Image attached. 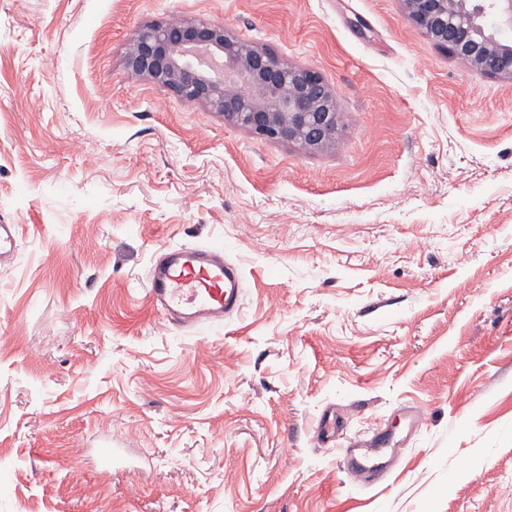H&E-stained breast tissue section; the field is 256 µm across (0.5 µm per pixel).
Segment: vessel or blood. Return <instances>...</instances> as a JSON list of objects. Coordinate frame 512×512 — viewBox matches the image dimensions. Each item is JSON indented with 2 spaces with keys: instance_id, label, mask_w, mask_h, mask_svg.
<instances>
[{
  "instance_id": "obj_1",
  "label": "vessel or blood",
  "mask_w": 512,
  "mask_h": 512,
  "mask_svg": "<svg viewBox=\"0 0 512 512\" xmlns=\"http://www.w3.org/2000/svg\"><path fill=\"white\" fill-rule=\"evenodd\" d=\"M242 271L224 255V245L163 247L155 251L146 278L150 304L169 323L200 332L223 327L242 306ZM391 435L378 429L370 442H351L345 469L351 475H384L397 457Z\"/></svg>"
}]
</instances>
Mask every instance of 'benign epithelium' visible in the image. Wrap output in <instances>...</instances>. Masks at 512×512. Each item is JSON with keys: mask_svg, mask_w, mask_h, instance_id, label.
<instances>
[{"mask_svg": "<svg viewBox=\"0 0 512 512\" xmlns=\"http://www.w3.org/2000/svg\"><path fill=\"white\" fill-rule=\"evenodd\" d=\"M422 33L467 66L512 80V44L483 25L472 0H401ZM126 65L188 103H203L254 135L329 146L339 122L335 89L318 71L241 42L223 25L194 20L147 26L129 39Z\"/></svg>", "mask_w": 512, "mask_h": 512, "instance_id": "benign-epithelium-1", "label": "benign epithelium"}]
</instances>
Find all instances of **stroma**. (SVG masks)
<instances>
[{
  "label": "stroma",
  "mask_w": 512,
  "mask_h": 512,
  "mask_svg": "<svg viewBox=\"0 0 512 512\" xmlns=\"http://www.w3.org/2000/svg\"><path fill=\"white\" fill-rule=\"evenodd\" d=\"M181 17L319 71L333 145L131 76ZM0 222V512H512V81L401 0H0ZM216 238L243 304L195 335L146 274ZM369 443L360 441L351 442L345 450V470L356 477L371 478L383 476L397 458L398 448L388 447L391 443V435L386 429H378ZM385 452L388 460L385 462H374V456Z\"/></svg>",
  "instance_id": "stroma-1"
}]
</instances>
